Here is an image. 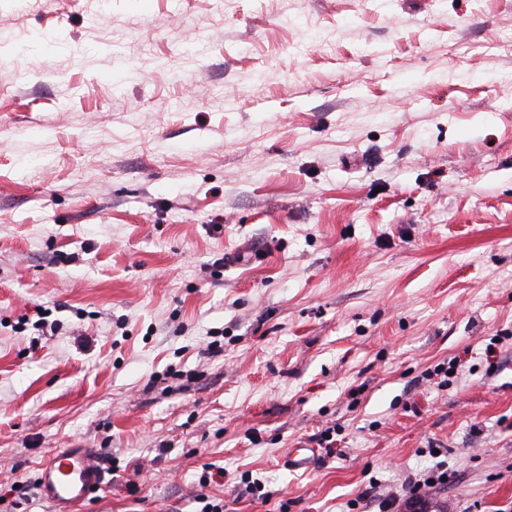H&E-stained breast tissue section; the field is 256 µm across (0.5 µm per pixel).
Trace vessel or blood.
Segmentation results:
<instances>
[{
	"label": "vessel or blood",
	"mask_w": 512,
	"mask_h": 512,
	"mask_svg": "<svg viewBox=\"0 0 512 512\" xmlns=\"http://www.w3.org/2000/svg\"><path fill=\"white\" fill-rule=\"evenodd\" d=\"M39 480L42 495L55 505L56 512H70L73 505L104 486L102 471L83 448L58 449L41 464Z\"/></svg>",
	"instance_id": "vessel-or-blood-1"
}]
</instances>
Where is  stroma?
<instances>
[{"label": "stroma", "mask_w": 512, "mask_h": 512, "mask_svg": "<svg viewBox=\"0 0 512 512\" xmlns=\"http://www.w3.org/2000/svg\"><path fill=\"white\" fill-rule=\"evenodd\" d=\"M1 37L0 512H54L60 448L79 512H377L441 466L444 512H512V0H0ZM39 480L42 495L56 512H70L104 487L103 472L85 448L58 449L41 464Z\"/></svg>", "instance_id": "35a3bbf8"}]
</instances>
